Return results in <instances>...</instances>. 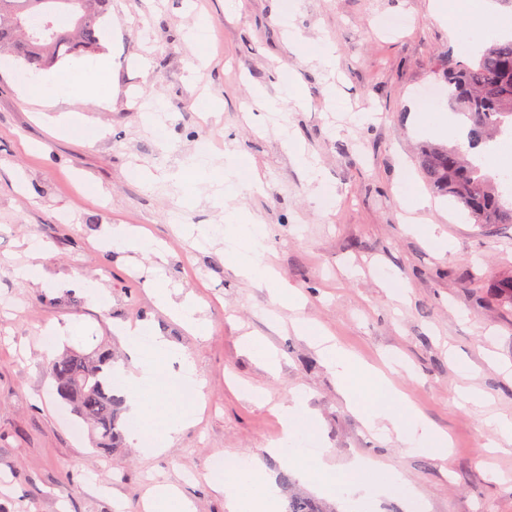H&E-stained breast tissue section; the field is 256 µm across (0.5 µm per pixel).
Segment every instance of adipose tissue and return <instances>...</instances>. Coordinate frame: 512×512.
I'll list each match as a JSON object with an SVG mask.
<instances>
[{"mask_svg": "<svg viewBox=\"0 0 512 512\" xmlns=\"http://www.w3.org/2000/svg\"><path fill=\"white\" fill-rule=\"evenodd\" d=\"M110 71L111 63L107 60L101 61L94 73L72 63L30 84L27 94L35 101L46 102L79 91L87 99L101 104L106 100L104 81ZM235 216L232 210L224 214L228 238L236 246L232 271L250 282H270L272 275L265 264V225L254 217L238 224L234 221ZM154 297L157 306L187 330L199 336L206 334L207 324L201 317L205 305L195 295L177 299L171 291L159 289ZM295 330L318 350L339 383L349 407H356L361 394L375 395L374 405L364 414L369 430L386 438L397 435L410 448L441 459L448 457L447 433L427 420L408 397L392 385L384 371L362 363L354 354L332 343L329 337L316 333L307 321H298ZM122 339L137 353L133 370L117 372L120 388L127 394L131 413L136 419L134 425L126 428L125 437L143 454L157 455L165 452L175 436L196 423L198 417L195 412L182 411L163 420L156 436L147 438L142 424L153 420L157 403L142 399V392L156 389L158 376L174 360L180 365L181 377L192 380L194 389H203L204 384L195 378L191 355L175 349L165 337H148L143 327L127 326L123 329ZM274 411L281 422L282 436L270 444V452L280 455L289 467L300 473H319L321 490L339 495L343 512H369L379 496L392 492L400 494L411 507L421 506L420 492L394 468L364 458L339 467L331 463L325 450L310 452L297 448L300 435L315 436L317 429V421L301 394H293L288 402L275 405ZM210 484L213 490L223 494L227 512H279V488L257 458H233L231 466L224 472L211 474Z\"/></svg>", "mask_w": 512, "mask_h": 512, "instance_id": "ef3b65f1", "label": "adipose tissue"}]
</instances>
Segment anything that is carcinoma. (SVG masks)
Here are the masks:
<instances>
[{"label":"carcinoma","instance_id":"cac0c4a2","mask_svg":"<svg viewBox=\"0 0 512 512\" xmlns=\"http://www.w3.org/2000/svg\"><path fill=\"white\" fill-rule=\"evenodd\" d=\"M109 0H0V51L22 59L35 72L68 57L100 48L99 25ZM448 101L468 120L471 147L488 148L512 130V39H495L474 62L440 65ZM420 168L430 187L452 198L483 226L512 224V201L498 192L499 173L457 146L424 145ZM111 354L69 351L53 364L56 391L70 412L86 423L94 446L117 447L125 398L112 393L107 366Z\"/></svg>","mask_w":512,"mask_h":512}]
</instances>
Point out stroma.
Listing matches in <instances>:
<instances>
[{
    "label": "stroma",
    "mask_w": 512,
    "mask_h": 512,
    "mask_svg": "<svg viewBox=\"0 0 512 512\" xmlns=\"http://www.w3.org/2000/svg\"><path fill=\"white\" fill-rule=\"evenodd\" d=\"M448 2L442 20L434 0H112L100 35L112 62V99L103 105L79 95L31 102L30 70L0 53V512H143L157 484L176 486L195 512H226L209 476L213 459L231 455L260 456L281 501L304 497L321 512H341L337 498L267 454L280 421L231 390L230 377L275 402L303 391L316 445L333 464L365 457L400 469L427 512H512V443L484 424L512 418V301L496 289L512 277V224H475L432 191L418 166L426 124L453 117L446 106L423 109L421 92H445L439 62L474 59L460 49L469 35L457 24L458 0ZM199 22L196 46L188 32ZM291 24L305 39L329 42L335 66L287 45ZM289 84L301 103L279 112L254 95L275 98ZM204 98L218 99L219 112H200ZM150 103L156 130L141 120ZM204 142L216 171L233 153L262 181L258 192L241 183L235 205L266 224L269 263L306 298L298 314L368 364L400 359L394 383L447 432L449 459L370 432L316 349L292 330L296 313L231 271L223 235L197 243L198 226L224 221L221 181L148 188L133 175L176 169ZM297 148L315 159L321 181L299 169ZM407 208L448 239V250L405 230ZM108 224L142 228L152 250L106 245ZM17 265L30 266L34 280H16ZM399 285L401 301L391 293ZM92 287L106 305H94ZM156 288L201 297L206 337L158 309ZM139 322L191 352L205 383L193 402L163 409L199 408L200 422L150 457L127 443L99 451L89 434H75L79 421L58 396L43 349L48 335L61 351L106 347L129 369L135 353L121 330ZM247 332L277 349L276 374L244 353ZM461 363L487 406L456 405Z\"/></svg>",
    "instance_id": "obj_1"
}]
</instances>
